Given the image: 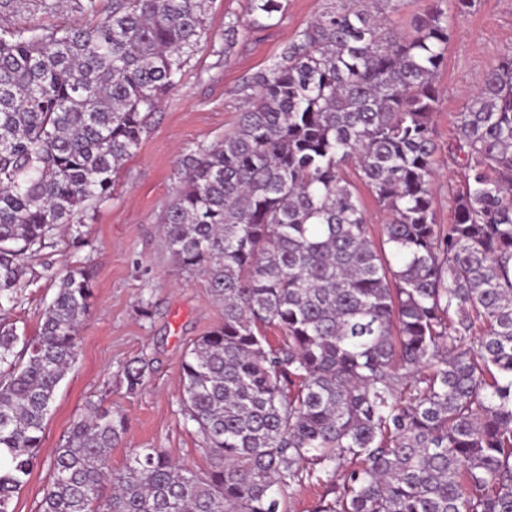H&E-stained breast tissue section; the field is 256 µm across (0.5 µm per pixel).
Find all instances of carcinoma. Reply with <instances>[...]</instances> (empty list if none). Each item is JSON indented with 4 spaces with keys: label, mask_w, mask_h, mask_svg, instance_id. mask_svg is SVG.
Listing matches in <instances>:
<instances>
[{
    "label": "carcinoma",
    "mask_w": 512,
    "mask_h": 512,
    "mask_svg": "<svg viewBox=\"0 0 512 512\" xmlns=\"http://www.w3.org/2000/svg\"><path fill=\"white\" fill-rule=\"evenodd\" d=\"M100 2L0 0V302L112 195L209 0H111L104 17ZM248 4L253 29L282 12ZM399 5L336 0L251 78L236 129L183 160L161 228L224 309L181 362L213 468L139 448L114 473L125 420L96 411L55 449L40 512H289L307 483L326 488L315 512H512V50L457 115L464 184L441 225L431 118L452 24L432 7L405 32ZM37 13L87 22H18ZM350 166L389 215L380 246ZM93 290L74 267L36 335L0 325V512L33 470ZM148 367L125 366L129 392Z\"/></svg>",
    "instance_id": "1"
}]
</instances>
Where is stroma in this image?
Listing matches in <instances>:
<instances>
[{
    "label": "stroma",
    "mask_w": 512,
    "mask_h": 512,
    "mask_svg": "<svg viewBox=\"0 0 512 512\" xmlns=\"http://www.w3.org/2000/svg\"><path fill=\"white\" fill-rule=\"evenodd\" d=\"M282 3L277 25L253 31L245 26L247 0H211L204 33L177 86L148 118L111 196L85 214L83 246L64 236L33 256L15 302L0 308V323L34 335L59 275L75 265L93 271L94 296L78 333L76 361L56 392L37 463L14 499L15 512H39L54 450L91 405L125 419L126 430L110 454L113 470H123L135 448H158L193 471L210 470L197 427L183 415L181 361L194 340L222 321L223 308L202 275L175 266L159 218L174 195L183 156L234 130L254 94L252 76L279 62L288 43L333 0ZM441 7L451 14L454 32L447 65L436 78L440 99L432 123L441 161L430 192L436 220L445 224L452 217V193L463 182L461 169L445 160L456 117L476 81L512 50V0H473L461 13L452 0H442ZM234 18L244 26L228 53L224 23ZM143 299L151 303L147 318L138 310ZM135 359L149 369L144 385L131 393L122 372Z\"/></svg>",
    "instance_id": "obj_1"
}]
</instances>
